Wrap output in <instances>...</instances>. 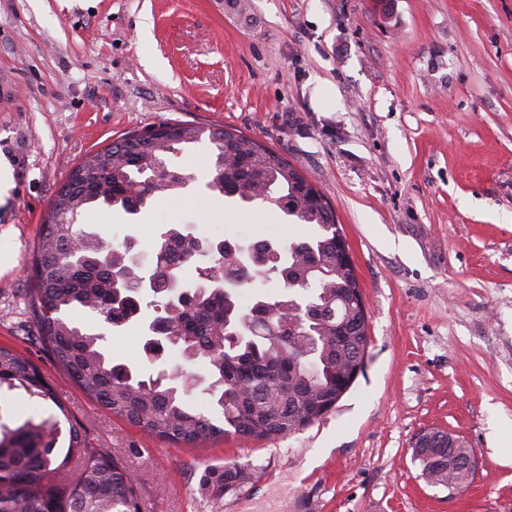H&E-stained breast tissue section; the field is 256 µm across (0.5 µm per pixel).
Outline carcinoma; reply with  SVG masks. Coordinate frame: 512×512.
<instances>
[{"label": "carcinoma", "mask_w": 512, "mask_h": 512, "mask_svg": "<svg viewBox=\"0 0 512 512\" xmlns=\"http://www.w3.org/2000/svg\"><path fill=\"white\" fill-rule=\"evenodd\" d=\"M208 139L212 178L207 189L238 211L274 206L293 224L313 227L302 239L267 241L261 258L250 246L215 247L188 224H166L153 249L148 305L160 309L163 347L183 363L144 375L115 364L106 337L70 319L74 309L106 318L115 327L141 310L135 285L144 265L133 259L131 238L113 245L78 217L104 204L137 215L157 192L183 194L190 174L169 164L185 145ZM54 208L35 247L26 289V314L45 352L93 402L174 444L204 447L223 437L277 440L308 426L310 415L331 411L350 390L349 373L363 364L368 316L353 265L336 246L335 215L314 184L276 152L228 126L205 130L162 123L126 134L80 162L56 191ZM278 281L276 297L250 306L240 289ZM202 362L208 392L222 421L189 402L196 382L187 366ZM68 410L36 365L0 346V392ZM59 415V416H61ZM54 413L16 424L0 419V512H141L138 481L110 453L91 446L79 423L61 426ZM413 454L434 486L463 490L473 482V450L455 435H418ZM247 480L235 463L208 467L203 491L218 500Z\"/></svg>", "instance_id": "1"}]
</instances>
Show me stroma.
<instances>
[{"instance_id": "obj_1", "label": "stroma", "mask_w": 512, "mask_h": 512, "mask_svg": "<svg viewBox=\"0 0 512 512\" xmlns=\"http://www.w3.org/2000/svg\"><path fill=\"white\" fill-rule=\"evenodd\" d=\"M0 345L35 363L90 442L136 475L142 512H512V0H0ZM323 84L335 103L319 101ZM167 121L232 126L330 201L369 317L365 367L322 419L280 440L195 448L89 400L39 350L28 268L60 184L88 153ZM201 143L173 157L181 199L82 223L150 254L168 210L225 238L303 237L271 206L231 217ZM152 311L105 327L145 373ZM462 437L478 470L456 496L412 458L425 430ZM250 478L215 500L205 468Z\"/></svg>"}]
</instances>
